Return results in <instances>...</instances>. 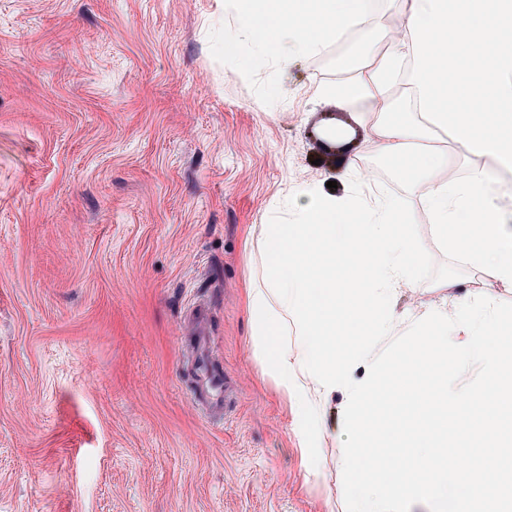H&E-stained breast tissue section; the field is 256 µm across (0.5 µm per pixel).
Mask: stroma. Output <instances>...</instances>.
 I'll return each instance as SVG.
<instances>
[{
  "mask_svg": "<svg viewBox=\"0 0 512 512\" xmlns=\"http://www.w3.org/2000/svg\"><path fill=\"white\" fill-rule=\"evenodd\" d=\"M405 0L360 30L402 38ZM224 0H0V512H346L342 398L323 409L318 466L300 467L292 413L252 352L243 289L248 225L292 186L365 189L411 203L435 264L447 258L419 195L379 165L364 126L319 86L339 46L281 71L259 101L211 54ZM347 130L333 160L315 140ZM400 291L410 318L483 289ZM231 406L192 405L197 308Z\"/></svg>",
  "mask_w": 512,
  "mask_h": 512,
  "instance_id": "35a3bbf8",
  "label": "stroma"
}]
</instances>
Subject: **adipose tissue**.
Returning a JSON list of instances; mask_svg holds the SVG:
<instances>
[{
  "mask_svg": "<svg viewBox=\"0 0 512 512\" xmlns=\"http://www.w3.org/2000/svg\"><path fill=\"white\" fill-rule=\"evenodd\" d=\"M404 65L420 110L398 121L383 90ZM316 96L361 120L383 113L371 135L381 153L405 161L403 174L422 189L435 235L492 285L512 288V209L501 184L479 166L464 181L440 180L447 154L415 149L447 129L459 156L486 157L512 172V0H410L403 39L354 81L323 85Z\"/></svg>",
  "mask_w": 512,
  "mask_h": 512,
  "instance_id": "1",
  "label": "adipose tissue"
}]
</instances>
